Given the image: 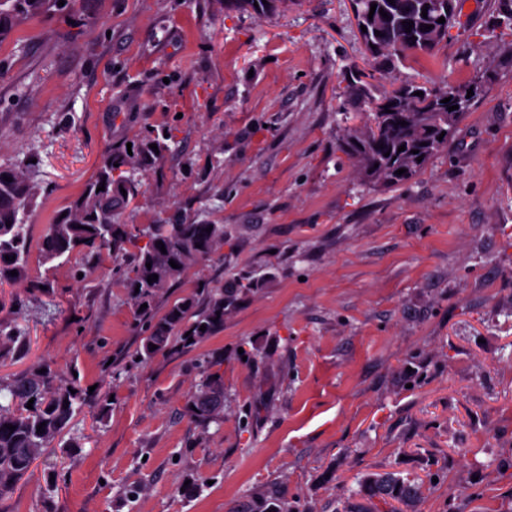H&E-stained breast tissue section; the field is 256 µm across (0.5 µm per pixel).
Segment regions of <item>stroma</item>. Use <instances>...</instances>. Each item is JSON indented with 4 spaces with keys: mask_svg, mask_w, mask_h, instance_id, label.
Masks as SVG:
<instances>
[{
    "mask_svg": "<svg viewBox=\"0 0 512 512\" xmlns=\"http://www.w3.org/2000/svg\"><path fill=\"white\" fill-rule=\"evenodd\" d=\"M503 0H462L466 29L396 62L388 83L486 93L446 149L401 186L356 174L339 143L344 76L372 68L352 0H76L20 16L0 43V165L35 154L26 283L0 318L28 328V357L114 396L77 412L79 448H50L0 512H340L369 474L422 486L418 512L512 504V69L492 22ZM164 126L160 167L137 172L123 224L179 208L225 240L169 288L263 276L223 327L141 360L129 291L102 257L75 281L44 264L49 224L94 180L108 147ZM48 291H40V284ZM221 357L224 413L192 423L201 367ZM140 487L138 497L129 489Z\"/></svg>",
    "mask_w": 512,
    "mask_h": 512,
    "instance_id": "obj_1",
    "label": "stroma"
}]
</instances>
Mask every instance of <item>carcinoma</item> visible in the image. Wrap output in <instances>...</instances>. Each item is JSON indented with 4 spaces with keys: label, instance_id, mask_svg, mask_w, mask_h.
<instances>
[{
    "label": "carcinoma",
    "instance_id": "cac0c4a2",
    "mask_svg": "<svg viewBox=\"0 0 512 512\" xmlns=\"http://www.w3.org/2000/svg\"><path fill=\"white\" fill-rule=\"evenodd\" d=\"M59 0H0V42L10 33L20 15L46 14L66 9ZM387 12H370L371 4ZM358 25L366 26L361 37L375 59L387 63L404 59L410 52L431 54L448 41L451 30L460 27L461 8L458 0H353ZM427 17H422V10ZM445 22H438L439 18ZM412 22L411 32H405L402 22ZM432 26L429 31L424 25ZM381 35H375V31ZM473 96H467V90ZM486 89L484 76L460 83H402L383 92L379 99L370 96L365 85L347 83L344 97L348 104L361 108L366 105V119L360 127L347 131L341 147L352 160L361 179L374 187L399 186L418 174L430 160L448 146V138L465 112ZM423 92V96L415 92ZM449 102H443V99ZM456 105L458 109L449 110ZM407 125L402 126L400 122ZM165 131L151 130L132 144L131 149H108L95 180L70 205L67 215L49 225L42 241L46 263L62 264L75 252H84L94 259L102 255L117 257L125 254L126 246L141 238L145 244L133 254L132 260L116 269L130 290L136 307L147 305L138 312L142 324L145 357L166 350L171 342L189 347L213 335L224 325V316L235 305L237 297L254 291V281H238L230 288H213L206 293V303L197 308L191 299L168 305L160 317L153 310L164 298L168 288L198 261L208 257L224 242V225L199 221L177 210L161 224L132 231L117 221L118 211L128 206L139 194L135 173L158 164L168 150ZM155 144L158 150L150 145ZM405 150L398 151L399 147ZM419 154H414V151ZM389 156H384V153ZM32 160L13 167H0V286L18 284L28 277L29 225L25 214L40 190L28 174ZM404 168L402 175L396 171ZM12 178L7 182L4 177ZM105 185V190L97 187ZM127 195H122V192ZM11 225H6V222ZM162 242L161 252L156 242ZM10 259H5V256ZM175 261L173 268L169 261ZM151 267H146V263ZM16 275H11V271ZM156 274L155 282L148 276ZM205 330H200L201 326ZM193 342H188V339ZM156 349H151V345ZM30 349L26 329L14 320L0 319V360L22 356ZM0 501L9 497L18 483L31 471L34 462L52 447L69 427L75 411L86 402L78 386L52 371L49 364L37 363L19 375L0 376ZM33 408H27L29 400ZM224 379L209 374L201 388L188 400L190 416L200 422L218 421L223 412ZM15 426V430L7 426ZM42 432H37V426ZM359 494L369 504L378 499L396 502L415 512L421 495V485L394 472L369 474L361 482Z\"/></svg>",
    "mask_w": 512,
    "mask_h": 512
}]
</instances>
